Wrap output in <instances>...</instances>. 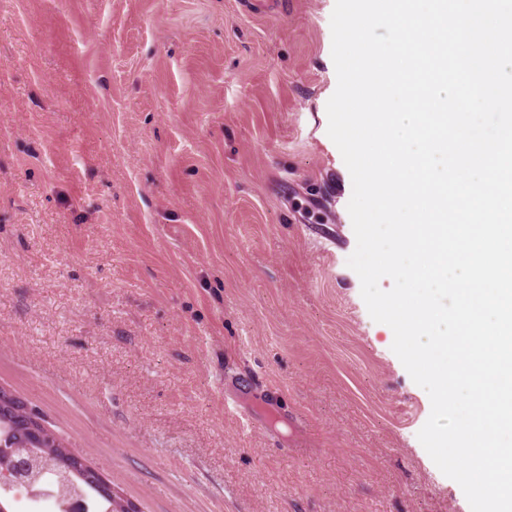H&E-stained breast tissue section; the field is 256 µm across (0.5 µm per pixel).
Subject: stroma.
<instances>
[{"label": "stroma", "mask_w": 512, "mask_h": 512, "mask_svg": "<svg viewBox=\"0 0 512 512\" xmlns=\"http://www.w3.org/2000/svg\"><path fill=\"white\" fill-rule=\"evenodd\" d=\"M334 6L0 0V385L135 512H471L347 264Z\"/></svg>", "instance_id": "obj_1"}]
</instances>
